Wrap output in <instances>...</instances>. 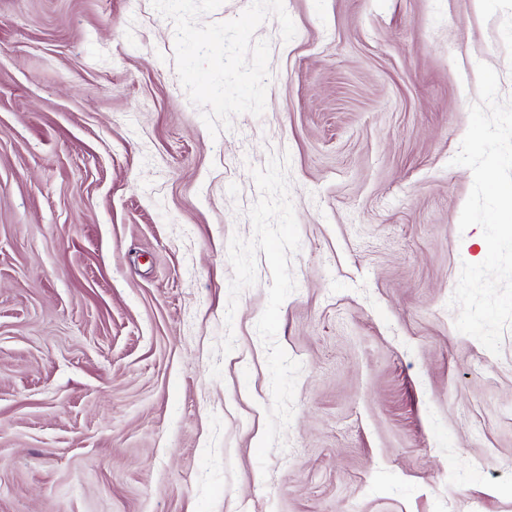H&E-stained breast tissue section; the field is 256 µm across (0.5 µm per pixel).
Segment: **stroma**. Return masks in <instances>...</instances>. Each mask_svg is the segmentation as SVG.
Returning <instances> with one entry per match:
<instances>
[{"mask_svg": "<svg viewBox=\"0 0 512 512\" xmlns=\"http://www.w3.org/2000/svg\"><path fill=\"white\" fill-rule=\"evenodd\" d=\"M283 2L263 115L214 137L152 0H0V512H512V325L495 355L448 306L512 0ZM284 156L302 371L263 469L272 273L227 318L228 244Z\"/></svg>", "mask_w": 512, "mask_h": 512, "instance_id": "obj_1", "label": "stroma"}]
</instances>
